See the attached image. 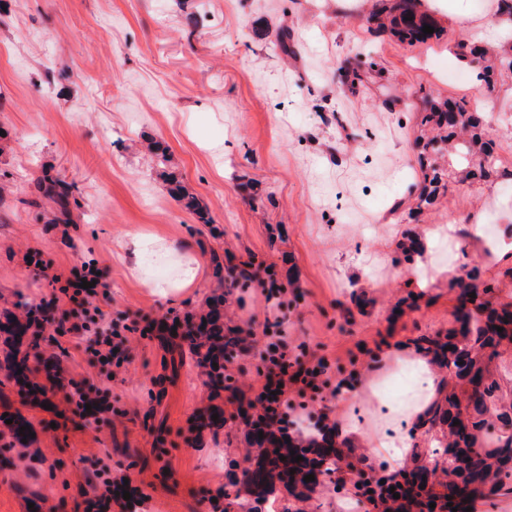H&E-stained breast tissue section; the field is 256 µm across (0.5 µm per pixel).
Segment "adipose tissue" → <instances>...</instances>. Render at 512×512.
I'll return each mask as SVG.
<instances>
[{
    "label": "adipose tissue",
    "instance_id": "1",
    "mask_svg": "<svg viewBox=\"0 0 512 512\" xmlns=\"http://www.w3.org/2000/svg\"><path fill=\"white\" fill-rule=\"evenodd\" d=\"M136 257L134 276L144 285L157 289L191 286L198 274L199 260L187 258L183 244L165 242L160 238L140 235L133 241ZM411 365L417 372V384L399 410L407 419H423L427 407L435 402L439 378L426 357L414 355Z\"/></svg>",
    "mask_w": 512,
    "mask_h": 512
}]
</instances>
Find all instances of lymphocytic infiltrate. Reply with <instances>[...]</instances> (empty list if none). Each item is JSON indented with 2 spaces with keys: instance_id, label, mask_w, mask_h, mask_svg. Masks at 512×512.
Here are the masks:
<instances>
[{
  "instance_id": "1",
  "label": "lymphocytic infiltrate",
  "mask_w": 512,
  "mask_h": 512,
  "mask_svg": "<svg viewBox=\"0 0 512 512\" xmlns=\"http://www.w3.org/2000/svg\"><path fill=\"white\" fill-rule=\"evenodd\" d=\"M96 272L95 264L90 263L71 270L64 278L54 273L52 262H42L40 273L50 293L25 309L26 315L39 318L38 333L48 336L50 346L58 348L63 341H72L89 375L73 384L68 402L76 416L95 426L124 418L123 412L112 409L110 381L113 368L126 362L130 349L125 326L115 322L102 306ZM85 280L91 281V288H82ZM263 294L267 311L262 331L238 324L224 327V377L229 384L237 382L234 361L239 355L254 350L261 361L255 378L245 383L242 399L233 401L230 420L242 421L247 427L249 445L292 450L307 462L336 456L353 468H361L364 456L354 444L339 439L338 391L330 386L329 358L316 355L306 342L298 343L288 336L280 301L282 289L267 288ZM297 396L319 403L304 427L291 416ZM417 477V469L405 466L371 475L368 484L373 489L392 487L401 501L415 502L419 512H432L429 499L414 496ZM84 479L92 489L84 499L86 512H112L116 506L121 512H132L144 498L139 488H126L123 478L113 476L95 460Z\"/></svg>"
}]
</instances>
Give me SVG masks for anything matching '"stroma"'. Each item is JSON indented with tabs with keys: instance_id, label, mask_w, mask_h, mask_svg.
I'll use <instances>...</instances> for the list:
<instances>
[{
	"instance_id": "1",
	"label": "stroma",
	"mask_w": 512,
	"mask_h": 512,
	"mask_svg": "<svg viewBox=\"0 0 512 512\" xmlns=\"http://www.w3.org/2000/svg\"><path fill=\"white\" fill-rule=\"evenodd\" d=\"M377 0H0V317L38 304L45 281L29 255L55 268L93 261L113 318L198 314L225 296L237 322L263 321L256 281L225 290L214 257L273 265L285 288L288 334L336 369L358 368L342 418L377 434L403 431L394 413L410 389L398 359L346 355L356 342L405 341L448 328V292L461 261L497 281L502 253L481 234L512 212V78L486 91L458 43L512 54V31L483 23L500 0H416L437 30L408 45L368 23ZM287 34L283 53L278 34ZM482 101L500 175L450 184L422 208L416 139L424 100ZM72 186L71 224L53 206H29L44 174ZM180 182L199 212L170 193ZM454 226L452 241L426 238ZM135 234L185 242L201 260L195 283L159 292L132 275ZM421 255L399 262V243ZM443 265V273L430 263ZM49 407L0 389V415L34 432L0 467V512H82L85 460L105 459L146 499L140 512H210L256 449L239 424L202 428L211 400L186 342L135 338L112 376L123 423L84 426L65 391ZM43 448L47 462L32 459ZM348 487L321 484L308 499L285 488L291 512H352Z\"/></svg>"
}]
</instances>
